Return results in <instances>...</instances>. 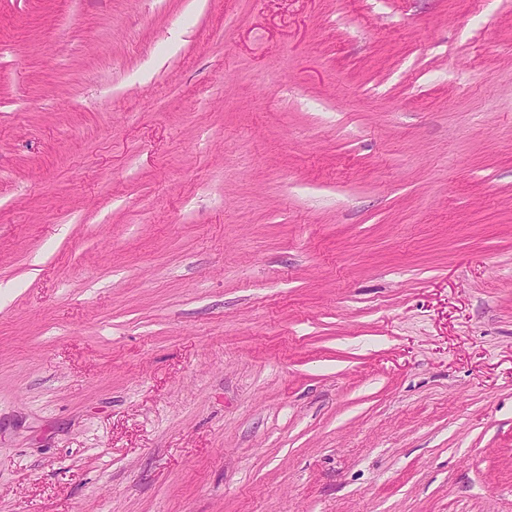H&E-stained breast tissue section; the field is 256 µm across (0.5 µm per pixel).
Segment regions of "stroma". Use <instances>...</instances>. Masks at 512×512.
<instances>
[{"instance_id": "stroma-1", "label": "stroma", "mask_w": 512, "mask_h": 512, "mask_svg": "<svg viewBox=\"0 0 512 512\" xmlns=\"http://www.w3.org/2000/svg\"><path fill=\"white\" fill-rule=\"evenodd\" d=\"M0 512H512V0H0Z\"/></svg>"}]
</instances>
